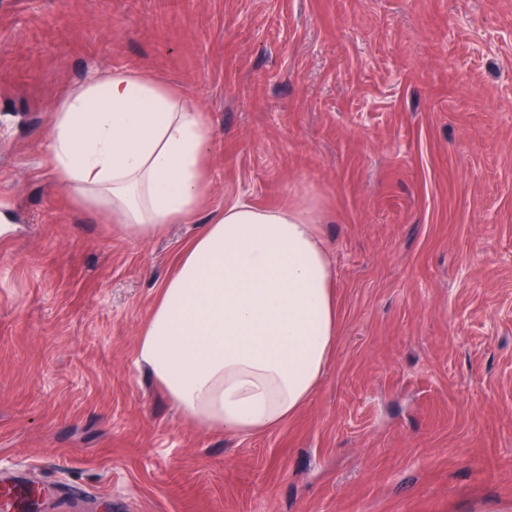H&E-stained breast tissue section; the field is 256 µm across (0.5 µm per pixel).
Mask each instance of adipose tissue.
I'll return each instance as SVG.
<instances>
[{
    "mask_svg": "<svg viewBox=\"0 0 512 512\" xmlns=\"http://www.w3.org/2000/svg\"><path fill=\"white\" fill-rule=\"evenodd\" d=\"M214 132L196 102L145 71L83 82L54 111L60 188L137 239L195 222ZM308 205L225 207L182 250L136 362L188 421L241 438L285 424L336 347L334 271Z\"/></svg>",
    "mask_w": 512,
    "mask_h": 512,
    "instance_id": "adipose-tissue-1",
    "label": "adipose tissue"
}]
</instances>
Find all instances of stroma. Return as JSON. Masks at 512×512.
Returning a JSON list of instances; mask_svg holds the SVG:
<instances>
[{
	"label": "stroma",
	"instance_id": "35a3bbf8",
	"mask_svg": "<svg viewBox=\"0 0 512 512\" xmlns=\"http://www.w3.org/2000/svg\"><path fill=\"white\" fill-rule=\"evenodd\" d=\"M140 70L213 127L203 214L318 209L339 335L278 430L135 362L200 224L57 187L55 106ZM0 472L39 512H512V0H0Z\"/></svg>",
	"mask_w": 512,
	"mask_h": 512
}]
</instances>
